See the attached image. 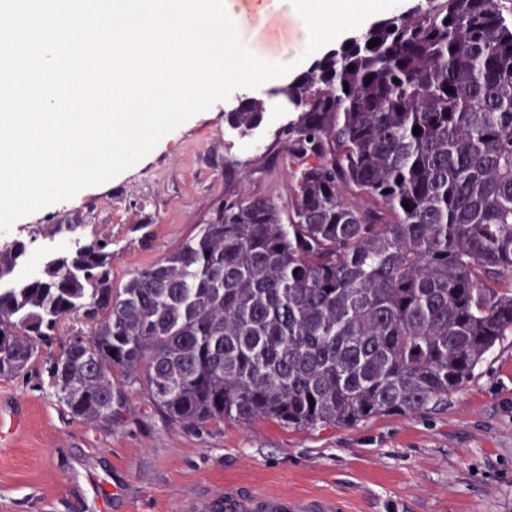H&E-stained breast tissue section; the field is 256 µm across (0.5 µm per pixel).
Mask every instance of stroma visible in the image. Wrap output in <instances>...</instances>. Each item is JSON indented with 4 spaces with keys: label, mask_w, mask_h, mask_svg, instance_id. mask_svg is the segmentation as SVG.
Masks as SVG:
<instances>
[{
    "label": "stroma",
    "mask_w": 512,
    "mask_h": 512,
    "mask_svg": "<svg viewBox=\"0 0 512 512\" xmlns=\"http://www.w3.org/2000/svg\"><path fill=\"white\" fill-rule=\"evenodd\" d=\"M263 54L288 62L303 33L279 14L244 30ZM279 81L239 87L164 135L142 160L77 200L17 220L42 251L67 225L110 238L112 281L123 284L194 236L221 201L242 193L288 199L281 127L292 114ZM263 99L248 136L224 122L244 97ZM22 415L0 446V512H186L225 487L332 500L336 512H512V335L503 337L448 404L352 427L291 428L266 418L164 423L146 391L130 388L109 426L64 413L38 373L0 381V414Z\"/></svg>",
    "instance_id": "obj_1"
}]
</instances>
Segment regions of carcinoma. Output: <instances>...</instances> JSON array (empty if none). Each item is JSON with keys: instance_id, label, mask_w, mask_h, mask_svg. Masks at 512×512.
Wrapping results in <instances>:
<instances>
[{"instance_id": "obj_1", "label": "carcinoma", "mask_w": 512, "mask_h": 512, "mask_svg": "<svg viewBox=\"0 0 512 512\" xmlns=\"http://www.w3.org/2000/svg\"><path fill=\"white\" fill-rule=\"evenodd\" d=\"M282 94L288 205L227 200L120 286L109 240L24 277L26 241L0 248L1 380L73 320L91 333L44 371L65 413L95 425L135 385L184 428L354 426L448 403L512 334V9L417 0ZM265 112L245 98L224 121L245 136Z\"/></svg>"}]
</instances>
